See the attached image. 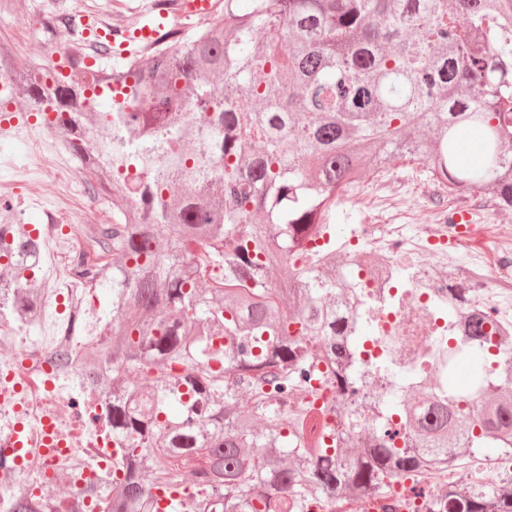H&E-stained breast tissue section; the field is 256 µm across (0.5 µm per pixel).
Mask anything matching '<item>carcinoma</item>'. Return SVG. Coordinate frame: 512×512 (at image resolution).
I'll use <instances>...</instances> for the list:
<instances>
[{"instance_id":"carcinoma-1","label":"carcinoma","mask_w":512,"mask_h":512,"mask_svg":"<svg viewBox=\"0 0 512 512\" xmlns=\"http://www.w3.org/2000/svg\"><path fill=\"white\" fill-rule=\"evenodd\" d=\"M106 54L94 42L68 74L14 81L30 110L55 111L77 168L112 198L113 223L92 236L110 263L69 255L83 285L112 284V366L85 368L112 394L124 448L112 512H347L438 464L456 481L424 494L425 512H512V484L478 485L467 465L477 448L512 456V347L489 352V316L457 305L475 375L457 399L475 431L432 378L414 400L387 385L359 397L371 330L336 310L331 223L366 171L406 161L512 210V0H224L215 21L162 36L148 67L136 54L84 63ZM129 76L123 101L89 109V83ZM324 235V258L294 265ZM37 246L0 224V256ZM5 269L0 318L40 288L36 270ZM313 379L347 399L327 442L306 435L313 402L296 400ZM395 413L399 447L367 423Z\"/></svg>"}]
</instances>
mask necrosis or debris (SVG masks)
<instances>
[{
    "instance_id": "4bbe7bcc",
    "label": "necrosis or debris",
    "mask_w": 512,
    "mask_h": 512,
    "mask_svg": "<svg viewBox=\"0 0 512 512\" xmlns=\"http://www.w3.org/2000/svg\"><path fill=\"white\" fill-rule=\"evenodd\" d=\"M21 133L53 163L41 170L0 155V192L46 174L73 213L95 210L59 149L63 132L49 123L0 126L4 141ZM373 196V223L352 225L336 250L337 270L355 283L354 299L341 304L340 313L369 323L383 340L364 343L359 354V393L366 397L373 394L370 378L384 351L395 359L391 379L404 394L415 392L426 374L440 369L442 352L457 346L459 325L448 319V268L467 263V283L500 326L492 345L512 334L511 224L496 227V250L489 253L478 225L449 223L444 207H431L426 223L412 227L397 221L400 196L381 185ZM28 204L43 215L44 251L31 259L42 287L35 323L21 315L0 318V512H12L20 495L40 512H64L59 502L71 493L81 496L75 512H107L105 493L121 477L122 461L108 424L107 394L85 383L84 369L89 352L105 350L101 324L112 309L56 264L68 236L53 204L39 197ZM462 244L470 247L464 257L457 251ZM31 326L36 335H28ZM63 347L72 356L64 369L55 360Z\"/></svg>"
}]
</instances>
